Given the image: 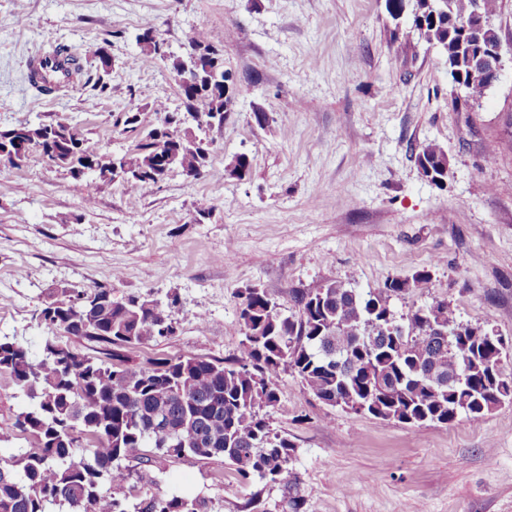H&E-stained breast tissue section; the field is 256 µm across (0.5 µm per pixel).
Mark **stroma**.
I'll list each match as a JSON object with an SVG mask.
<instances>
[{
  "label": "stroma",
  "instance_id": "obj_1",
  "mask_svg": "<svg viewBox=\"0 0 512 512\" xmlns=\"http://www.w3.org/2000/svg\"><path fill=\"white\" fill-rule=\"evenodd\" d=\"M402 3L397 19L390 0H0V129L63 118L109 155L131 153L159 107L183 111L169 59L199 31L240 87L196 178L176 170L133 194L117 181L89 190L38 154L0 165V336L95 355L33 313L58 288H109L156 300L175 325L138 361L224 359L243 338L247 288L290 313L299 291L348 280L365 292L424 271L426 283L391 299L396 316L447 301L458 321L503 338L512 373V145L487 148L512 120V0L490 17L503 67L475 107L437 47H404L416 0ZM149 26L165 59H143ZM52 45L83 55V73L43 95L25 60ZM428 144L448 157L444 185L416 164ZM241 153L251 169L239 179L226 167ZM278 388L267 414L295 445L302 512H512V403L414 426L326 406L288 370ZM140 472L125 488L133 512L172 495L207 512H241L254 493L264 512L287 508L280 485L242 484L220 460L157 458Z\"/></svg>",
  "mask_w": 512,
  "mask_h": 512
}]
</instances>
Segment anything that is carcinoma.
I'll use <instances>...</instances> for the list:
<instances>
[{
	"label": "carcinoma",
	"instance_id": "1",
	"mask_svg": "<svg viewBox=\"0 0 512 512\" xmlns=\"http://www.w3.org/2000/svg\"><path fill=\"white\" fill-rule=\"evenodd\" d=\"M471 4L418 0L423 21L411 29L447 55L451 80L464 84L466 98L477 102L488 86L467 61H457L463 34L448 23V15H466ZM155 38L151 26L139 36L149 61L159 55ZM191 46L203 54L195 93L183 100L201 120L184 124L185 113L164 109L137 152L112 158L66 122L27 123L0 130V154L21 144L44 150L51 138L67 157L66 166L87 177L90 186L101 181L95 170L104 167L134 194L154 189L175 170L200 176L209 163L207 133L224 127L229 105L224 87L210 84L209 75L218 68L226 81L230 73L204 33H196ZM416 161L439 179L447 176V155L437 145L422 147ZM250 168L251 161L241 154L227 171L240 178ZM424 282L426 275L418 273L410 282L391 279L360 293L348 282L332 281L295 294L297 312L287 316L266 291L255 290L239 307L244 330L240 355L224 361L183 355L145 365L130 364L126 351L174 333L158 303L134 295L117 298L107 288L54 292L35 310V320L105 346L104 358L80 355L54 340L33 354L15 338L0 337V375L8 376L27 400L0 436L18 434L30 443L13 461L20 476L0 468V512H47L48 505L57 503L72 512H128L126 499L102 492V486L122 489L131 478L122 462L146 465L152 462L150 448L173 459H221L245 483L259 479L281 485L288 491V512H301L292 467L295 446L260 414L278 403L277 379L286 369L319 400L340 398L354 412L366 398L361 384L384 382L385 397H376L366 409L382 421L448 425L460 418L480 420L475 406L483 386L481 369H469L463 390L441 388L424 372L435 366L446 376L467 363L475 349L487 360L501 359L486 330L468 327L466 341H460L462 323L442 301L434 312L415 311L405 324L391 318L392 334L375 322L372 303H382L381 312L389 314L392 297ZM432 321L448 331L449 339L440 342L428 335ZM338 336L347 338L339 356ZM138 512H206V507L196 498L173 496L152 498Z\"/></svg>",
	"mask_w": 512,
	"mask_h": 512
}]
</instances>
